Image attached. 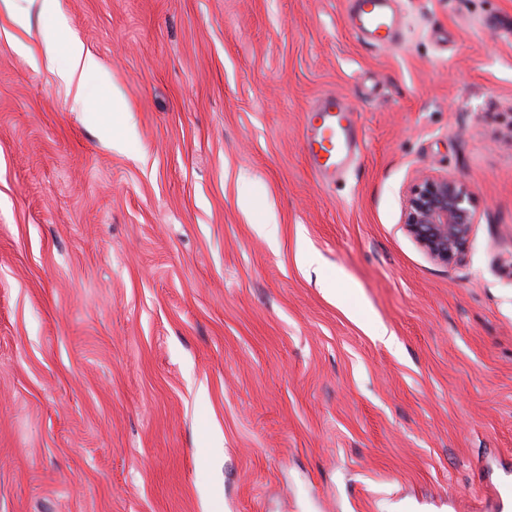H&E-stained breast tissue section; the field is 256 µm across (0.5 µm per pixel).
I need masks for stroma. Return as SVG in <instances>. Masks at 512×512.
<instances>
[{"label": "stroma", "instance_id": "1", "mask_svg": "<svg viewBox=\"0 0 512 512\" xmlns=\"http://www.w3.org/2000/svg\"><path fill=\"white\" fill-rule=\"evenodd\" d=\"M392 8L378 48L352 0L0 4V512H512V0ZM428 166L476 195L457 265L403 227ZM44 41L48 55L52 56L61 51L68 58L69 68L61 74L62 79L70 85L76 82L77 89H82L85 76L96 69L93 57L85 51L80 42L75 40L59 44L44 35ZM353 112L344 98L329 93L306 111L304 149L324 178H336L359 155L362 132Z\"/></svg>", "mask_w": 512, "mask_h": 512}]
</instances>
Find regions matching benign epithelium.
Instances as JSON below:
<instances>
[{"instance_id": "1", "label": "benign epithelium", "mask_w": 512, "mask_h": 512, "mask_svg": "<svg viewBox=\"0 0 512 512\" xmlns=\"http://www.w3.org/2000/svg\"><path fill=\"white\" fill-rule=\"evenodd\" d=\"M478 220L475 193L465 183L433 169L415 174L406 193L403 226L432 261L446 266L461 261Z\"/></svg>"}]
</instances>
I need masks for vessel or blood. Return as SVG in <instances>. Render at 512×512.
<instances>
[{"label":"vessel or blood","instance_id":"b4317fda","mask_svg":"<svg viewBox=\"0 0 512 512\" xmlns=\"http://www.w3.org/2000/svg\"><path fill=\"white\" fill-rule=\"evenodd\" d=\"M390 0H356L353 27L369 37L372 45L391 43L397 22ZM353 107L342 97L322 95L305 116L304 149L314 169L325 178H335L359 154L361 130Z\"/></svg>","mask_w":512,"mask_h":512}]
</instances>
